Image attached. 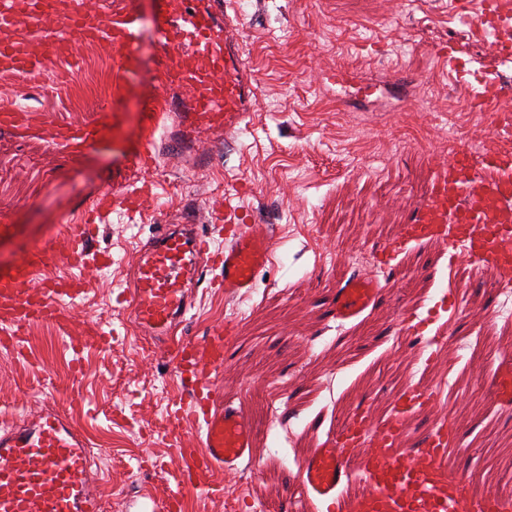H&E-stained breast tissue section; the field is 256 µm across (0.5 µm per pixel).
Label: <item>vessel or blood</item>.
Listing matches in <instances>:
<instances>
[{"instance_id": "vessel-or-blood-1", "label": "vessel or blood", "mask_w": 512, "mask_h": 512, "mask_svg": "<svg viewBox=\"0 0 512 512\" xmlns=\"http://www.w3.org/2000/svg\"><path fill=\"white\" fill-rule=\"evenodd\" d=\"M451 7L475 18L492 37L498 56L512 61V0H451ZM22 16L15 42L0 46V72L38 82L47 62L61 58L62 45L71 37L109 36L119 50H131L137 39L134 14H105L87 0H70L66 27H56L54 0H0V26ZM158 34L165 53L158 69L164 84L188 93V110L181 115L185 136H214L239 130L256 104L254 78L231 25L221 24L206 8H180L176 0H162ZM195 59V67L182 62ZM475 99L485 104L506 91L496 78H478ZM98 137L96 128L78 126L63 132L62 144L82 148ZM155 165L153 144L134 157L125 183L102 196L83 222L69 225L65 255L35 246L9 270L0 272V346L22 352L27 328L36 322L68 321L86 291L79 269L101 264L88 244L110 214L128 217L140 213L151 188L143 175ZM223 230V250L210 248L208 235L197 225L184 229L160 225L137 264V286L119 293L118 303H129L143 335L161 345L171 372L187 386L188 404L169 410L158 426L159 435L180 440L195 431L197 445L177 451L180 479L177 488L147 512H180L184 492L214 491L213 476L234 473L251 445L248 420L231 403L214 379L224 354L234 342L231 323L214 325L208 336L197 339L177 335L191 309L189 289L199 287L203 272L216 266L222 275L217 287L228 295L248 294L259 269L272 249V236L250 223L226 195L224 206L211 215ZM432 239L442 242L449 258L495 266L512 276V153L487 155L470 148L454 151L440 161L427 194L403 225L393 245L381 255L397 252L402 244ZM66 262L73 275L48 277L42 269L51 262ZM385 287L370 277L354 278L337 288L329 308L331 317L347 321L375 304ZM496 401L512 406V361L501 360L493 377ZM433 396L409 389L394 401L390 417L380 425L373 442L359 436L371 415L355 407L335 440L317 449L300 472L303 492L324 502L328 512H501L497 498L467 500L464 476L441 463L448 451L451 428L428 435L421 448L408 450L398 442L413 416L424 414ZM88 439L61 414L46 411L34 421L0 427V512H100L94 489ZM360 454L362 471L353 475L348 462ZM361 483L348 495L347 487Z\"/></svg>"}]
</instances>
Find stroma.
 <instances>
[{"instance_id": "obj_1", "label": "stroma", "mask_w": 512, "mask_h": 512, "mask_svg": "<svg viewBox=\"0 0 512 512\" xmlns=\"http://www.w3.org/2000/svg\"><path fill=\"white\" fill-rule=\"evenodd\" d=\"M212 8L234 19L257 80L255 112L222 148L176 155L162 143L176 123L154 130L152 103L186 109L185 94L158 74L156 0H111V11L139 19L134 54L123 55L108 38L91 46L78 41L63 53L69 76L50 66L37 88L0 79V102L23 96L30 115L24 128L0 127V225L8 227L0 233V268L36 245L61 253L63 226L125 182L146 137L162 143L148 175L154 202L138 222L114 213L102 225L90 248L116 263L105 278L85 271L87 290L70 327L35 324L25 355L0 349V425L54 405L105 451L97 460L103 512H141L142 504L165 500L177 487L179 462L176 445L154 428L189 393L151 340L127 326L128 311L115 296L129 287L156 225L207 228L211 210L235 191L238 205L271 226L272 258L257 274L245 315L235 312L237 298L202 287L181 331L202 337L220 322L235 323L237 340L216 381L249 418L252 448L235 473L215 475L223 492H189L184 500L188 512H219L225 493L237 490L238 512H266L275 503L326 512L321 502L298 497L302 464L357 404L386 409L401 307L422 288L423 301L410 307L426 314L450 287L442 243L412 244L393 261L401 289L339 326L328 316L341 279L330 265L333 248H342L344 276L373 271L371 248L398 236L432 178L429 143L447 145L449 125L483 120L436 47L452 43L459 58L504 80L512 78V63L485 56L483 35L453 14L449 0H414L405 8L396 0H214ZM342 68L371 83L374 94L351 93L336 79ZM83 125L99 129L97 142L75 151L58 143L61 129ZM496 277L491 266L472 267L462 296L474 315L460 324L455 313L443 314L441 335L461 326L472 339L484 336L485 317L500 302L491 286ZM107 327L117 334L104 347L99 334ZM448 353L459 370L482 380V398L465 415L470 449L455 464L469 473L494 469L512 452V413L492 405L490 369H477L468 352ZM489 436L496 447H485Z\"/></svg>"}]
</instances>
